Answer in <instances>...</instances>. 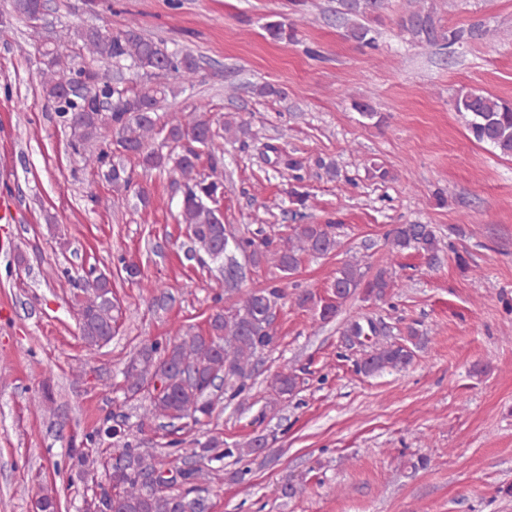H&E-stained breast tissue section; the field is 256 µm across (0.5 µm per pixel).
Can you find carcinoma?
Wrapping results in <instances>:
<instances>
[{
    "label": "carcinoma",
    "mask_w": 512,
    "mask_h": 512,
    "mask_svg": "<svg viewBox=\"0 0 512 512\" xmlns=\"http://www.w3.org/2000/svg\"><path fill=\"white\" fill-rule=\"evenodd\" d=\"M338 4L336 19L347 37L362 47L376 49L369 22L378 20L386 0H338ZM22 23L40 52L41 93L60 126L69 131V147L82 167L100 173L112 185L113 207L122 208L132 199L144 207L150 203L130 166L133 161L144 172L157 170L169 176L170 187L180 196L178 223L186 226L191 259L209 258L230 240L234 250L253 265L271 258L276 268L290 274L302 255H327L336 250L333 224H297L292 233L276 239L261 228L241 237L227 229L216 204L224 196V156L219 140L230 128L220 125L202 102L186 106L177 119L161 112L163 103L176 96L178 88L198 82L199 64L193 54L169 49L166 41L145 34L135 23L117 32L93 24L65 25L48 35L41 24L25 19ZM400 27L423 51L452 53L457 46L489 35L481 26L445 28L435 10L423 5L408 10ZM266 30L274 39H291L296 24L269 22ZM111 66L133 71L136 80L129 84L112 78ZM453 107L477 142L512 156V106L469 90L455 96ZM204 156L210 169L205 176L198 169ZM387 237L393 250L414 249L431 263L442 251L429 224H397ZM90 272L77 280L73 301L81 339L89 347H101L116 332L119 308L112 279L94 268ZM393 286L385 270L367 278L358 264L346 263L332 282L335 301L321 307L320 319L334 317L359 289L366 297L381 301ZM283 297L282 290L275 287L251 290L233 305L212 313L206 332L188 333L165 345H143L124 368L125 399L147 403L152 418L171 424L184 419L197 423L209 415L213 405L206 396L219 379L228 398L241 396L257 355L277 344L273 313ZM412 357L407 343H386L357 362L356 371L369 376L388 368L402 369ZM158 382L159 389L155 388ZM299 385L296 373L282 372L273 391L286 399ZM257 453L254 438L243 448L200 442L192 449L197 464L175 468L170 479L152 480L150 476L163 466L156 454L128 445L115 448L112 463L104 468V476L87 502V512H210L211 503L200 487L207 467L226 458L239 462Z\"/></svg>",
    "instance_id": "obj_1"
}]
</instances>
